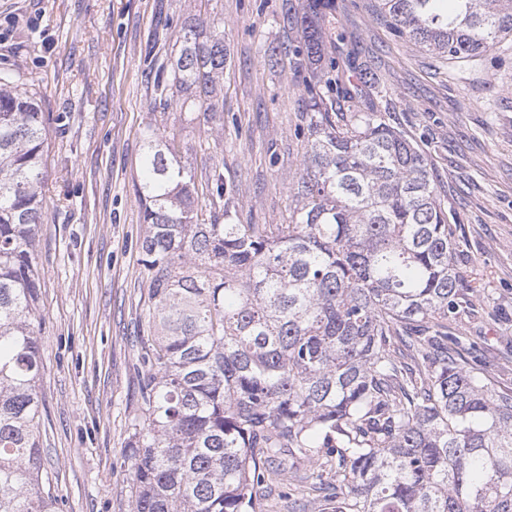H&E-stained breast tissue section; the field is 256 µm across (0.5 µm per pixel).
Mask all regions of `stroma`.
Listing matches in <instances>:
<instances>
[{
	"label": "stroma",
	"instance_id": "stroma-1",
	"mask_svg": "<svg viewBox=\"0 0 512 512\" xmlns=\"http://www.w3.org/2000/svg\"><path fill=\"white\" fill-rule=\"evenodd\" d=\"M335 3L323 23L330 57L372 74L341 109L372 99L425 156L456 226L462 274L483 285L475 315L450 330L491 390L511 389L512 40L451 66L399 36L376 0ZM301 12L302 0H0V72L36 92L47 133L36 435L59 512H130L121 457L142 376L143 133L177 131L197 185L223 173L237 223H287L312 77L296 53ZM195 15L224 27L219 126L150 104L152 72L178 53ZM281 46L290 54L270 66Z\"/></svg>",
	"mask_w": 512,
	"mask_h": 512
}]
</instances>
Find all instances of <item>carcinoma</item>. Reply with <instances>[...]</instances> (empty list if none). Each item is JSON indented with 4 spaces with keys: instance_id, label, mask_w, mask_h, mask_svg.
<instances>
[{
    "instance_id": "cac0c4a2",
    "label": "carcinoma",
    "mask_w": 512,
    "mask_h": 512,
    "mask_svg": "<svg viewBox=\"0 0 512 512\" xmlns=\"http://www.w3.org/2000/svg\"><path fill=\"white\" fill-rule=\"evenodd\" d=\"M302 49L328 50L321 0ZM423 49L478 57L512 36V0H377ZM154 100L219 117L224 31L189 21ZM369 67L331 66L309 98L286 224L199 209L175 133L145 132L135 185L148 283L139 412L122 456L130 512H262L274 479H317L301 512H512V395L496 394L448 321L470 309L460 243L428 162L371 102L333 95ZM46 130L0 74V512H57L34 435L41 374L33 263Z\"/></svg>"
}]
</instances>
